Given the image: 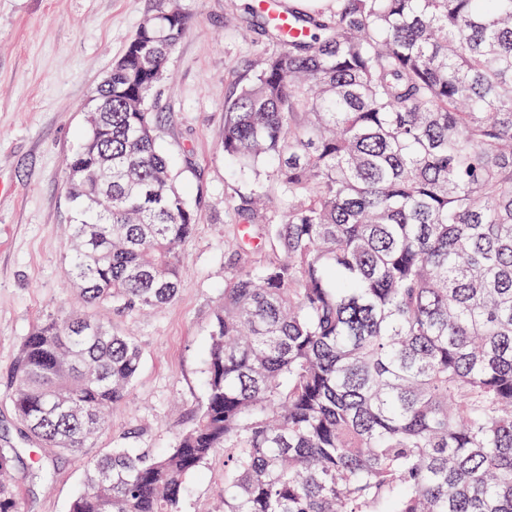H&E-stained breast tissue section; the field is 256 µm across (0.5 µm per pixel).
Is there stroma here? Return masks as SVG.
<instances>
[{
  "instance_id": "obj_1",
  "label": "stroma",
  "mask_w": 512,
  "mask_h": 512,
  "mask_svg": "<svg viewBox=\"0 0 512 512\" xmlns=\"http://www.w3.org/2000/svg\"><path fill=\"white\" fill-rule=\"evenodd\" d=\"M254 0H181L189 29L157 90L161 144L198 209L182 250L184 276L173 302L145 314H110L115 333L133 337L142 366L90 455L172 447L204 401V351L224 283L239 267V225L229 204L246 191L224 162V101L251 64L278 44ZM159 0H0V446L20 449L17 484L25 512H67L85 458L51 461L43 486L28 475L40 457L24 440L10 401L19 346L49 317L84 310L69 283L71 203L66 161L88 132L87 106L112 63ZM224 494V455L188 479L182 512H207Z\"/></svg>"
}]
</instances>
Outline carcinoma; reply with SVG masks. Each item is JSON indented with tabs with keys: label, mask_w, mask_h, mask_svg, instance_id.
<instances>
[{
	"label": "carcinoma",
	"mask_w": 512,
	"mask_h": 512,
	"mask_svg": "<svg viewBox=\"0 0 512 512\" xmlns=\"http://www.w3.org/2000/svg\"><path fill=\"white\" fill-rule=\"evenodd\" d=\"M224 103L230 200L281 255L224 284L204 404L173 447L90 458L68 512H182L224 449L220 512H512V0H333ZM140 24L72 154L69 277L90 307L175 299L198 215L152 111L188 30ZM142 361L82 313L11 373L28 441L82 455ZM0 446V512H24Z\"/></svg>",
	"instance_id": "carcinoma-1"
}]
</instances>
